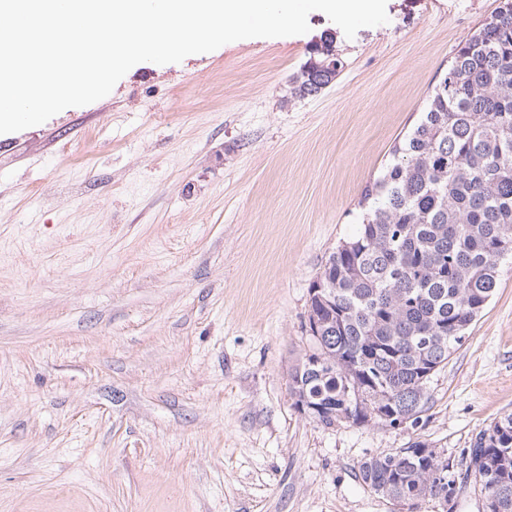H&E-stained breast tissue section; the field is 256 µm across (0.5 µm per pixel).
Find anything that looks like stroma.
<instances>
[{
    "label": "stroma",
    "instance_id": "35a3bbf8",
    "mask_svg": "<svg viewBox=\"0 0 512 512\" xmlns=\"http://www.w3.org/2000/svg\"><path fill=\"white\" fill-rule=\"evenodd\" d=\"M498 4L387 0L351 39L313 14L0 134V512H485L464 452L512 413L511 260L418 426H321L289 372L364 188ZM327 34L344 69L290 99ZM417 440L454 464L448 505L358 478Z\"/></svg>",
    "mask_w": 512,
    "mask_h": 512
}]
</instances>
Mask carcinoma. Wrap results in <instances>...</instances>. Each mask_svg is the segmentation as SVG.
<instances>
[{
	"label": "carcinoma",
	"instance_id": "1",
	"mask_svg": "<svg viewBox=\"0 0 512 512\" xmlns=\"http://www.w3.org/2000/svg\"><path fill=\"white\" fill-rule=\"evenodd\" d=\"M344 66L334 41L313 45L293 75L304 98L321 66ZM354 237L309 288L314 350L290 373L298 410L340 422L416 426L427 383L461 345L512 260V0L455 49L419 122L365 187ZM469 467L487 512H512V413L478 433ZM448 457L415 441L362 461L361 482L410 507L450 502Z\"/></svg>",
	"mask_w": 512,
	"mask_h": 512
}]
</instances>
